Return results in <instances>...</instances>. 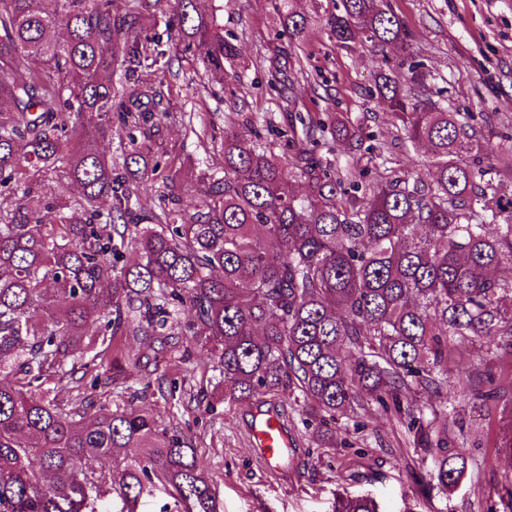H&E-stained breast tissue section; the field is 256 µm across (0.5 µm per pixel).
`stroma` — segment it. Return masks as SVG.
I'll use <instances>...</instances> for the list:
<instances>
[{
    "label": "stroma",
    "instance_id": "obj_1",
    "mask_svg": "<svg viewBox=\"0 0 512 512\" xmlns=\"http://www.w3.org/2000/svg\"><path fill=\"white\" fill-rule=\"evenodd\" d=\"M406 25L407 45L380 48L368 41L348 47L330 38L328 19L336 0H297L310 18L301 40H289L270 0H226L218 22L237 47L223 76L202 61L173 52L168 64L140 71L141 88L169 89L175 115L157 139L169 170L191 155L213 171L224 164V115L242 112L263 121L265 139H278L284 114L335 112L358 128L362 143L380 147L388 166L422 169L425 148L406 149L368 88L374 74L407 75L420 66L429 78L425 95L455 112L471 114L489 131L490 150L512 136V0H386ZM287 65L295 93L281 94L275 75ZM209 129L208 147H199L191 126ZM124 374L108 363L52 376L49 398L72 399L82 375H100L104 384L90 390L96 401L150 412L159 425L191 438L223 512H334L337 500L371 495L381 512H501L503 487L512 478V460L497 453L498 409L472 400L468 373H499L500 349L483 340L449 339L448 390L421 393L415 416L432 427H447L448 441L468 458L465 479L449 495L429 484L424 453L415 448L405 424L378 406L338 417L336 445L321 447L307 427L299 398L266 397L288 428L291 452L278 470L255 454L249 434L257 409L230 406L222 399L219 367L197 344L184 315H175L167 335L116 337Z\"/></svg>",
    "mask_w": 512,
    "mask_h": 512
}]
</instances>
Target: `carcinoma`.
Instances as JSON below:
<instances>
[{"instance_id": "carcinoma-1", "label": "carcinoma", "mask_w": 512, "mask_h": 512, "mask_svg": "<svg viewBox=\"0 0 512 512\" xmlns=\"http://www.w3.org/2000/svg\"><path fill=\"white\" fill-rule=\"evenodd\" d=\"M160 2L114 13L112 0H0V372L13 377L0 383V512H111L112 491L119 512H135L158 483L172 488L173 512H222L188 439L151 414L37 395L67 365L104 359L135 312L155 332L180 308L217 360L224 402L299 394L325 445L329 419L372 403L400 419L418 391L441 395L448 337L512 350V278L489 277L512 266V158L494 163L471 115L405 88L425 83L421 70L377 74L372 95L407 142L427 145L429 183L391 169L356 195L306 148L326 131L334 144L360 141L338 116L290 124L282 145L228 112L224 176L191 172L193 211L173 191L156 211L131 206L157 175L155 137L173 112L162 88L120 98L102 74L120 57L134 82L170 58L169 42L141 38ZM209 2L174 0L165 27L222 73L236 48ZM293 2L271 5L298 39L307 18ZM329 25L339 45L408 37L383 0H341ZM114 123L143 136L120 164L96 141ZM284 145L303 196L284 177ZM122 247L140 261L123 263ZM98 322L102 335L89 334ZM501 419L499 452L512 457V400ZM412 430L430 482L450 492L467 457L446 427L415 419ZM116 454L129 458L117 479L85 466ZM336 512L379 510L361 496Z\"/></svg>"}]
</instances>
